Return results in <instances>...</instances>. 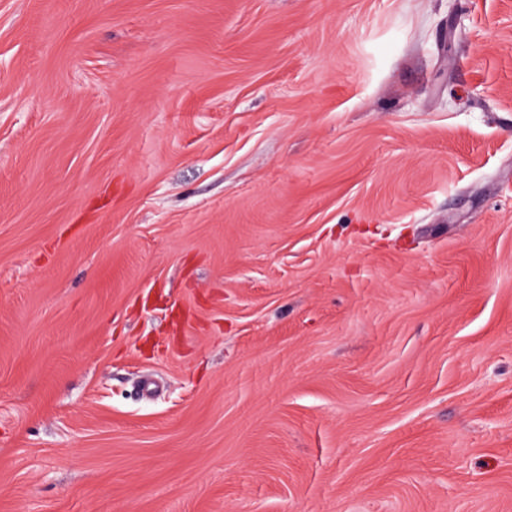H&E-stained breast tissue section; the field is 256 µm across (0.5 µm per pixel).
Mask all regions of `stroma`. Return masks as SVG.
Masks as SVG:
<instances>
[{"label": "stroma", "instance_id": "obj_1", "mask_svg": "<svg viewBox=\"0 0 512 512\" xmlns=\"http://www.w3.org/2000/svg\"><path fill=\"white\" fill-rule=\"evenodd\" d=\"M0 512H512V0H0Z\"/></svg>", "mask_w": 512, "mask_h": 512}]
</instances>
